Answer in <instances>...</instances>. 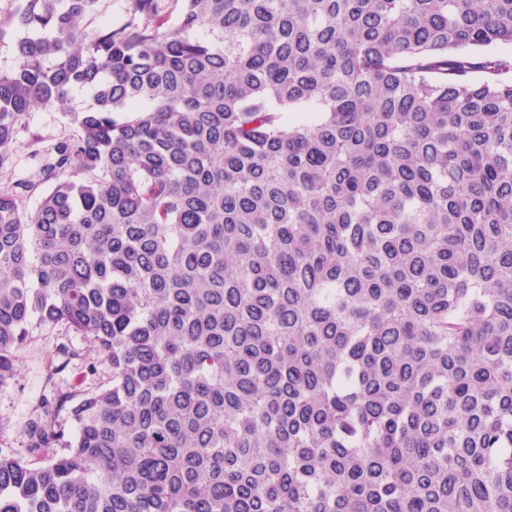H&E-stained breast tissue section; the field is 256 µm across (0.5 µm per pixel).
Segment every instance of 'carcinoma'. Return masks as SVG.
Wrapping results in <instances>:
<instances>
[{
	"label": "carcinoma",
	"mask_w": 512,
	"mask_h": 512,
	"mask_svg": "<svg viewBox=\"0 0 512 512\" xmlns=\"http://www.w3.org/2000/svg\"><path fill=\"white\" fill-rule=\"evenodd\" d=\"M98 2L0 19V170L78 127L0 189V386L110 368L0 512H512V0ZM128 9L129 0H100L91 26L122 23L129 15ZM75 130L61 112L47 107L34 108L17 137L11 168L0 173V187L8 185L10 180L30 175L38 163L36 153L59 139L72 136ZM71 338L74 344L83 348V351H81V356L71 360L65 371L59 375L60 380L80 384L82 388L105 382L109 376L107 367L98 362V357L88 349L86 344L81 343L79 339H75L73 336ZM91 364L96 366L97 372L95 374L90 371Z\"/></svg>",
	"instance_id": "carcinoma-1"
}]
</instances>
